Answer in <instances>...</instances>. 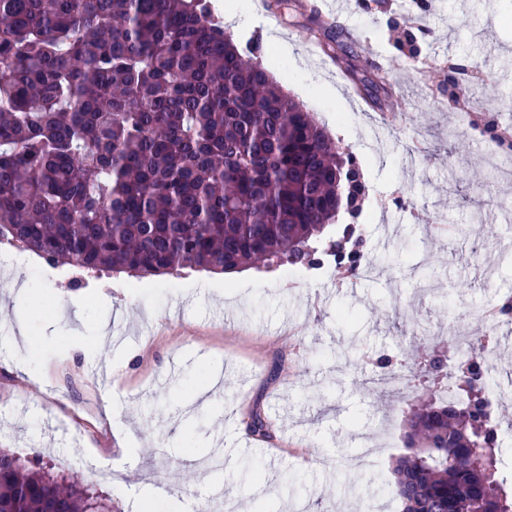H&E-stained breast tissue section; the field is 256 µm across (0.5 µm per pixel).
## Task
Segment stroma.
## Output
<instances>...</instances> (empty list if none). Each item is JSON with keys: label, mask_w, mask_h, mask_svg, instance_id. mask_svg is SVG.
<instances>
[{"label": "stroma", "mask_w": 512, "mask_h": 512, "mask_svg": "<svg viewBox=\"0 0 512 512\" xmlns=\"http://www.w3.org/2000/svg\"><path fill=\"white\" fill-rule=\"evenodd\" d=\"M301 0L280 18L252 14L234 26L238 46L273 26L262 60L270 76L358 163L371 192L356 227L379 279L337 287L293 278L291 266L230 275L185 269L141 278L46 268L44 260L0 255V448L53 472L80 471L96 454L110 477L82 471L118 512L142 482L162 488L155 512H385L396 454L368 471L355 459L364 436L391 420L402 436L411 405L434 394L413 382L404 396L371 393L365 381L385 358L444 351L448 326L512 291V228L484 242L474 259L479 151L454 132L448 72L483 67L482 92L499 128L512 129V0H435L420 30L408 29L403 0H344L322 25ZM329 44L336 69L322 70L306 40ZM399 96L407 125L366 154L361 125ZM418 199L416 218L400 209ZM109 368L95 373L96 364ZM210 388L209 402L195 398ZM270 439H244L252 410ZM132 426L135 459L116 433ZM194 480L181 495L182 466ZM268 476L267 501L254 493Z\"/></svg>", "instance_id": "stroma-1"}]
</instances>
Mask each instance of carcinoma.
Segmentation results:
<instances>
[{
    "instance_id": "1",
    "label": "carcinoma",
    "mask_w": 512,
    "mask_h": 512,
    "mask_svg": "<svg viewBox=\"0 0 512 512\" xmlns=\"http://www.w3.org/2000/svg\"><path fill=\"white\" fill-rule=\"evenodd\" d=\"M337 150L313 115L190 0H0V238L52 266L139 277L368 257L339 223ZM346 204L366 194L360 171ZM414 406L402 512H512L487 380ZM250 435L270 436L259 413ZM0 512H114L73 473L0 449Z\"/></svg>"
}]
</instances>
